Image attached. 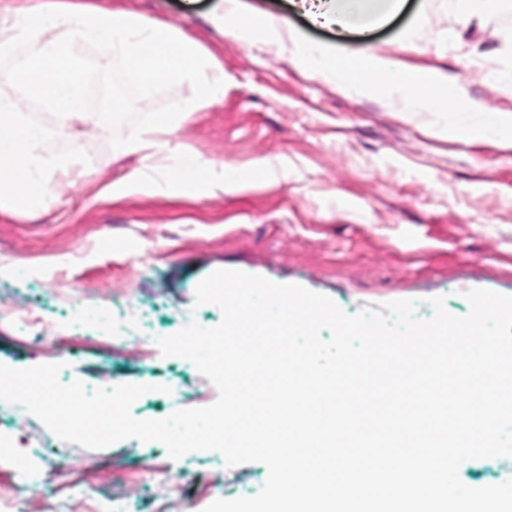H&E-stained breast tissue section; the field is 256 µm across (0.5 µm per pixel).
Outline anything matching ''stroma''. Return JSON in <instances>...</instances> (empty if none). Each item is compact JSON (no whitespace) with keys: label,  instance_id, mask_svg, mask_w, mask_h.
<instances>
[{"label":"stroma","instance_id":"1","mask_svg":"<svg viewBox=\"0 0 512 512\" xmlns=\"http://www.w3.org/2000/svg\"><path fill=\"white\" fill-rule=\"evenodd\" d=\"M100 5L167 22L224 69V97L194 113L161 148L126 155L109 145V129L73 128L90 162L88 174L34 213L0 212V307L15 305L48 319L51 338L0 319V364L61 363L62 384L88 389L145 384L132 407L139 419L206 407L216 386L188 360L162 356L157 338L194 320L213 327L220 309L197 305L200 280L235 269L329 296L354 314L399 300H419L434 315L441 296L452 315L468 314L466 291L512 295V140L448 138L432 113L407 112L393 98L340 89L307 69L292 41L240 42L212 22L217 0H98ZM267 17H288L308 39L359 53L372 49L397 67L440 70L466 93L512 119V5L461 22L450 0H408L386 25L365 32L312 25L291 0H241ZM256 172L235 189L181 194L134 191L113 198L110 183L141 168L153 178L188 157ZM142 312L149 343L107 349L90 343L81 308L112 312L120 335L128 303ZM177 386L180 396L160 393ZM13 470H0V497L19 512H73L77 498L127 496L165 512H203L217 499L252 497L268 475L249 462L228 466L216 451L170 460L157 442L120 441L93 450L63 441L22 406L0 419ZM39 445V455L29 448ZM159 474L144 481V471ZM471 487L512 479V459L465 461Z\"/></svg>","mask_w":512,"mask_h":512}]
</instances>
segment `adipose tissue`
<instances>
[{"label": "adipose tissue", "instance_id": "1", "mask_svg": "<svg viewBox=\"0 0 512 512\" xmlns=\"http://www.w3.org/2000/svg\"><path fill=\"white\" fill-rule=\"evenodd\" d=\"M403 0H299L298 6L314 24L323 27H346L350 16L372 11L374 23H382L398 12ZM214 169L210 162L194 160L186 166L170 170L162 179L150 178L139 170L128 174L122 183L111 186L113 196L127 195L132 189L169 192L210 189Z\"/></svg>", "mask_w": 512, "mask_h": 512}]
</instances>
